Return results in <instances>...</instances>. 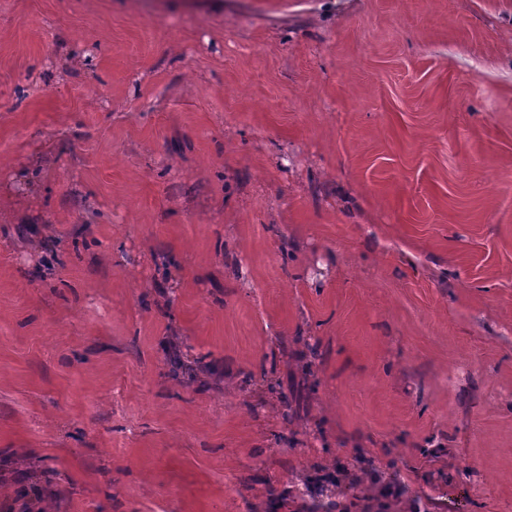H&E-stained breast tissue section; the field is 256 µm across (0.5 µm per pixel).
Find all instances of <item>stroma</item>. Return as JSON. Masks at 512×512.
I'll use <instances>...</instances> for the list:
<instances>
[{
    "label": "stroma",
    "instance_id": "stroma-1",
    "mask_svg": "<svg viewBox=\"0 0 512 512\" xmlns=\"http://www.w3.org/2000/svg\"><path fill=\"white\" fill-rule=\"evenodd\" d=\"M512 512V0H0V506Z\"/></svg>",
    "mask_w": 512,
    "mask_h": 512
}]
</instances>
